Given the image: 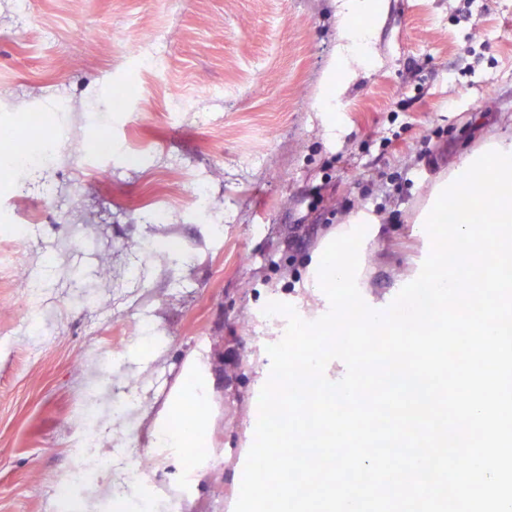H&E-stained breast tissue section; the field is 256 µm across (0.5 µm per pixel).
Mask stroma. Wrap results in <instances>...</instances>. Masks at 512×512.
<instances>
[{
	"label": "stroma",
	"mask_w": 512,
	"mask_h": 512,
	"mask_svg": "<svg viewBox=\"0 0 512 512\" xmlns=\"http://www.w3.org/2000/svg\"><path fill=\"white\" fill-rule=\"evenodd\" d=\"M337 6L0 0V128L38 112L56 141L39 180L13 164L0 179V512H47L81 459L116 445L133 466L153 456L192 356L211 390L207 459L190 482L172 463L143 480L152 512H234L278 334L261 314L304 295L315 252L348 220L339 204L377 214L362 275L389 307L431 251L415 222L434 185L512 138V0H382L335 95ZM105 138L111 151L95 152ZM403 171L410 185L388 197L384 176ZM316 184L331 224L294 204ZM167 237L178 259L152 258ZM144 320L154 351L126 359Z\"/></svg>",
	"instance_id": "stroma-1"
}]
</instances>
